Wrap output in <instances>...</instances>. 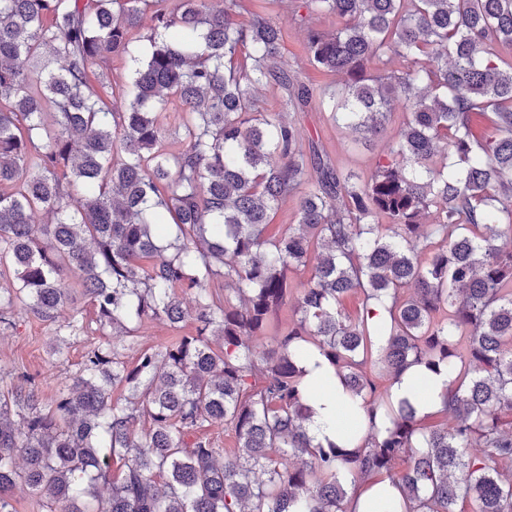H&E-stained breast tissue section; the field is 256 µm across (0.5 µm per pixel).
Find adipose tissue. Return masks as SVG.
I'll use <instances>...</instances> for the list:
<instances>
[{
  "instance_id": "ef3b65f1",
  "label": "adipose tissue",
  "mask_w": 512,
  "mask_h": 512,
  "mask_svg": "<svg viewBox=\"0 0 512 512\" xmlns=\"http://www.w3.org/2000/svg\"><path fill=\"white\" fill-rule=\"evenodd\" d=\"M301 365L304 380L315 395V411L309 433L315 441L343 443L347 439L344 409L350 398L333 368L315 347H307ZM448 374L430 375L423 368L412 367L404 372L391 388L393 401H410L420 414H432L441 409L448 387Z\"/></svg>"
}]
</instances>
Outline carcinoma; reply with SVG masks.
<instances>
[{"mask_svg":"<svg viewBox=\"0 0 512 512\" xmlns=\"http://www.w3.org/2000/svg\"><path fill=\"white\" fill-rule=\"evenodd\" d=\"M148 1L141 60L131 35ZM253 7L0 0V264L13 268L0 316L20 301L53 321L79 294L92 317L73 310L57 353L112 336L55 401L0 393V512L19 487L45 512H346L351 491L381 477L401 501L371 510L512 512V249L499 244L512 239V0H294L309 64L340 77L322 92L332 120L365 144L401 116L366 179L304 150L289 112L310 93L280 67L283 27ZM323 14L336 31L311 23ZM111 56L133 62L120 107L90 79ZM269 80L282 112L259 110L254 89ZM290 197L296 223L270 230ZM308 267L275 325L289 274ZM146 317L195 333L130 363L129 323ZM309 344L360 399L346 412L352 434L366 424L360 443L309 436ZM414 365L454 375L435 412L449 423L423 426L376 380ZM116 386L127 395L113 399ZM212 426L237 451L215 447ZM288 452L298 463L283 470Z\"/></svg>","mask_w":512,"mask_h":512,"instance_id":"cac0c4a2","label":"carcinoma"}]
</instances>
